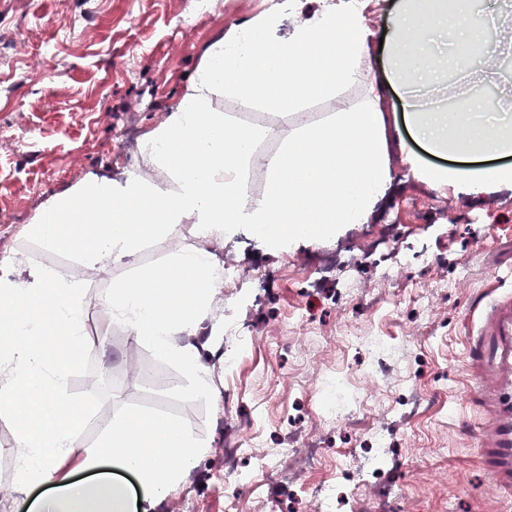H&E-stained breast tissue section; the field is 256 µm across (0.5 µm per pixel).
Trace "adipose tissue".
I'll use <instances>...</instances> for the list:
<instances>
[{
  "label": "adipose tissue",
  "mask_w": 512,
  "mask_h": 512,
  "mask_svg": "<svg viewBox=\"0 0 512 512\" xmlns=\"http://www.w3.org/2000/svg\"><path fill=\"white\" fill-rule=\"evenodd\" d=\"M299 0H282L275 11L234 29L215 44L167 122L141 145L142 172L112 180L88 175L68 192L48 199L25 230L44 250L68 251L80 265L135 266L143 243L181 224L199 237L220 241L246 236L256 247H277L282 235L318 243L340 225L367 223L392 183L381 97L345 96L362 80L361 61L375 33L355 0H326L310 18L298 20ZM290 32H283L285 22ZM480 17L470 0H402L387 45L392 88L403 91L435 79L433 38L455 34L468 52ZM232 96L269 110L297 111L318 96L336 100L324 123H304L280 153L264 162L266 189L246 192L255 145L274 136L268 127L226 135L217 107ZM407 128L426 152L452 158L449 167L412 170L436 186L477 195L512 188V114L482 119L466 107L426 112L409 104ZM14 253L0 255V414L15 423L21 457L14 487L25 492L51 484L55 491L39 512H128L125 487L102 475L80 485L57 483L56 464L80 445L85 403L67 389L83 340L81 280L47 267L19 274ZM214 255L202 249L171 254L164 269L141 270L114 285L100 304L131 336L149 343L192 380L190 391L211 396L208 373L197 351L174 339L207 320L222 282ZM102 439L84 468L107 463L133 474L141 499L163 496L192 470L201 450L173 419L107 418Z\"/></svg>",
  "instance_id": "1"
}]
</instances>
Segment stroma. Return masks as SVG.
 Returning a JSON list of instances; mask_svg holds the SVG:
<instances>
[{"label":"stroma","mask_w":512,"mask_h":512,"mask_svg":"<svg viewBox=\"0 0 512 512\" xmlns=\"http://www.w3.org/2000/svg\"><path fill=\"white\" fill-rule=\"evenodd\" d=\"M273 4L222 0L221 22L204 20L185 30L179 21L194 14L195 0H0V128L25 124L34 135L30 145L0 141V212L17 216L15 223L0 225V253L14 248L29 265L79 274L85 285L84 324L98 328L97 334H85L81 361L69 379L70 391L89 401L91 414L75 457L60 462L56 475L69 482L86 478L77 461L94 450L100 416L173 418L200 445L201 455L150 512H176L180 505L191 512H224V403L189 394L187 375L119 323L99 324L100 296L130 276L132 267L80 270L68 252L43 250L22 231L44 201L85 176L124 178L127 162L115 148L124 129L136 124L142 133L154 130L155 114L173 111L209 48ZM446 57L443 77L421 89L422 102L440 107L467 98L483 101L486 88L475 63H460L452 45ZM220 108L228 123L275 127L277 136L256 146L269 156L301 122L299 115L246 108L232 98ZM414 147L411 139L391 136L393 181L370 221L419 225L420 238L406 245L426 250L424 264L403 268L374 255L353 278H330L312 289L304 283L305 268L320 245L297 241L283 249L247 248L244 261L274 279L267 308L254 316L258 333L278 324L272 344L242 345L230 372L222 369L224 351L212 346L208 330L200 331L194 347L216 392L228 387L240 392L235 406L240 416L268 412L255 450L262 457L285 447L289 432L316 427L321 396L332 395L342 409L355 405V392L335 384L333 376L357 377L372 363L374 336L386 337L393 368L380 387L393 398L412 391L431 394L432 400L410 421L378 413L391 434L387 451L402 465L384 471L378 491L364 492L362 512H385L389 488L410 494L413 512H512V496L483 494L491 480L476 455L481 408L461 398L468 379L467 314L493 289L495 275L512 276V206L489 215L483 204L493 198L512 203V189L480 195L436 189L409 171L405 156ZM201 244L191 225H180L147 240L137 266L160 267L175 250ZM444 277L458 286L436 313L411 299L415 285ZM344 287L355 300L341 309L336 296ZM305 301L312 305L307 327L286 325L289 312ZM310 328L316 331L311 340ZM301 342L311 353L304 362L288 352L289 345ZM320 429L325 465L308 479L327 484L330 512H347V491L332 482V467L346 448L361 458L371 455L373 440L333 424Z\"/></svg>","instance_id":"obj_1"}]
</instances>
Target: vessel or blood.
<instances>
[{
	"label": "vessel or blood",
	"instance_id": "obj_1",
	"mask_svg": "<svg viewBox=\"0 0 512 512\" xmlns=\"http://www.w3.org/2000/svg\"><path fill=\"white\" fill-rule=\"evenodd\" d=\"M469 395L483 409L476 429L481 458L494 482L512 488V290H495L479 310L466 344Z\"/></svg>",
	"mask_w": 512,
	"mask_h": 512
}]
</instances>
